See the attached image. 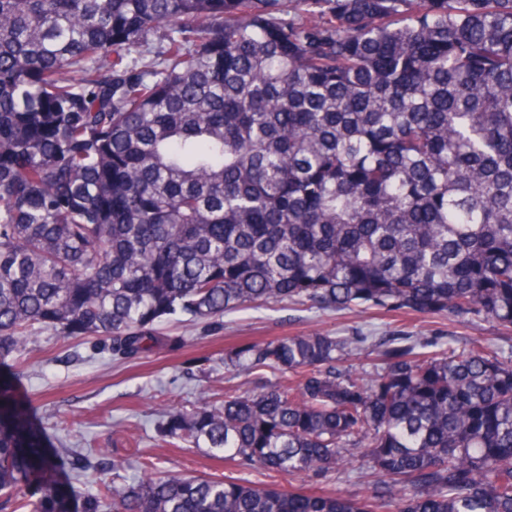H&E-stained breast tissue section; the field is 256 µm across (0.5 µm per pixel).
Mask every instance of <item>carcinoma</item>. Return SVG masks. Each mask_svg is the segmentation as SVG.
<instances>
[{
    "label": "carcinoma",
    "instance_id": "1",
    "mask_svg": "<svg viewBox=\"0 0 512 512\" xmlns=\"http://www.w3.org/2000/svg\"><path fill=\"white\" fill-rule=\"evenodd\" d=\"M303 301L512 326V0H0V359ZM400 341H242L258 391L157 429L371 495L114 461L82 512H512V351ZM51 471L0 399V512H69ZM341 476V477H340ZM340 477V478H339ZM375 478L371 475L362 476L359 470L346 475H337L336 472L303 475L293 481L295 486H304L313 489L335 487L350 497L367 495Z\"/></svg>",
    "mask_w": 512,
    "mask_h": 512
}]
</instances>
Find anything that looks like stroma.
Wrapping results in <instances>:
<instances>
[{
  "instance_id": "obj_1",
  "label": "stroma",
  "mask_w": 512,
  "mask_h": 512,
  "mask_svg": "<svg viewBox=\"0 0 512 512\" xmlns=\"http://www.w3.org/2000/svg\"><path fill=\"white\" fill-rule=\"evenodd\" d=\"M311 331L361 337L357 368L373 370L378 345L395 336L430 341L435 351L465 353L481 345L512 348V328L467 315H414L375 308L322 309L307 303L250 307L209 320L175 317L159 325L161 347L132 361L98 352L94 340L42 331L41 352L29 359L0 360V383L25 410L56 464V476L77 496L93 491L99 461L124 463L126 477L152 457L154 475H224L222 458L205 448L177 447L156 436L163 408L191 409L201 392L251 391L254 376L224 369V351L243 340L269 341ZM372 476L354 472L308 474L297 485L334 487L350 497L367 495Z\"/></svg>"
}]
</instances>
